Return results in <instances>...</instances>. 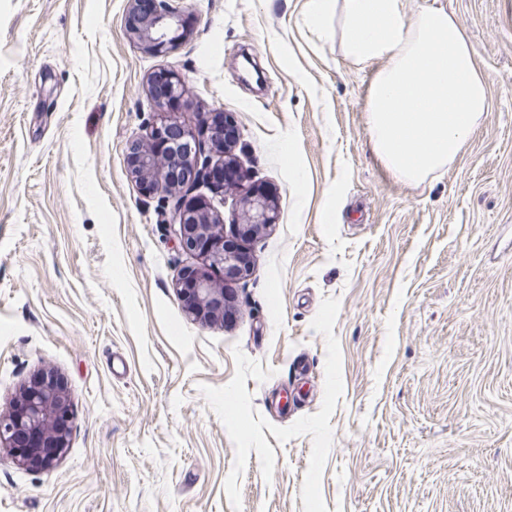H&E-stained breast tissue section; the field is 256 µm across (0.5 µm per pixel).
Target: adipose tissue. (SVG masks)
<instances>
[{
	"label": "adipose tissue",
	"mask_w": 512,
	"mask_h": 512,
	"mask_svg": "<svg viewBox=\"0 0 512 512\" xmlns=\"http://www.w3.org/2000/svg\"><path fill=\"white\" fill-rule=\"evenodd\" d=\"M318 29L338 18L347 55L378 63L366 102L373 148L394 174L418 184L452 162L490 108V81L446 10L405 16L401 0H307Z\"/></svg>",
	"instance_id": "ef3b65f1"
}]
</instances>
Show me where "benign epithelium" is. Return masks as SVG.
Listing matches in <instances>:
<instances>
[{
  "instance_id": "benign-epithelium-1",
  "label": "benign epithelium",
  "mask_w": 512,
  "mask_h": 512,
  "mask_svg": "<svg viewBox=\"0 0 512 512\" xmlns=\"http://www.w3.org/2000/svg\"><path fill=\"white\" fill-rule=\"evenodd\" d=\"M179 0H129L127 34L129 39L155 55H164L181 40ZM166 95L156 92L157 77L151 78V98L164 108L166 97L183 96L185 80L175 73L163 74ZM169 148L163 154L144 150L134 142L129 147L131 173L142 192L155 195L172 189L191 193L198 184L224 194L237 187L212 184L211 161L202 158V143L182 129L179 121H164ZM244 222L233 225L230 235L215 217V206L200 200L177 201L168 223L177 226L176 240L185 251L203 249L207 265L193 278L179 280L176 291L186 304L185 311L206 322L217 323L233 314L234 299L226 288L213 282L210 268H224V280L248 279L254 264L244 242L258 237L275 223L272 197L253 189L239 199ZM72 404L69 393L57 374L45 369L37 372L20 389L10 409L0 413V452H7L13 463L32 470L50 468L69 445Z\"/></svg>"
}]
</instances>
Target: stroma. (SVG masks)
Returning a JSON list of instances; mask_svg holds the SVG:
<instances>
[{
	"label": "stroma",
	"instance_id": "35a3bbf8",
	"mask_svg": "<svg viewBox=\"0 0 512 512\" xmlns=\"http://www.w3.org/2000/svg\"><path fill=\"white\" fill-rule=\"evenodd\" d=\"M402 2L450 12L491 77L417 185L372 150L375 65L306 0H183L164 55L128 0H0V412L43 368L73 409L52 468L0 458V512H512V0ZM165 70L277 205L224 323L184 311L203 259L130 173Z\"/></svg>",
	"mask_w": 512,
	"mask_h": 512
}]
</instances>
